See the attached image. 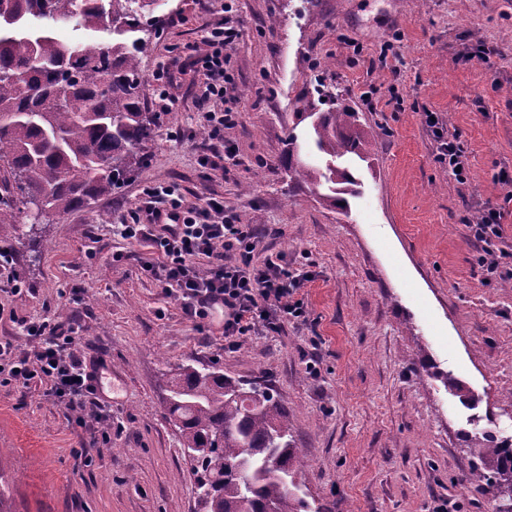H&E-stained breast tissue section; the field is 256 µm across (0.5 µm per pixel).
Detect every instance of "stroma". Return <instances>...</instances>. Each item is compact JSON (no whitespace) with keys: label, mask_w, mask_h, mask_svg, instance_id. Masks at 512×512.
<instances>
[{"label":"stroma","mask_w":512,"mask_h":512,"mask_svg":"<svg viewBox=\"0 0 512 512\" xmlns=\"http://www.w3.org/2000/svg\"><path fill=\"white\" fill-rule=\"evenodd\" d=\"M142 53L147 111L160 115L137 176L29 240L26 219L0 269V340L31 343L20 318L81 328L103 357L97 393L112 439L77 459L89 429L40 385L0 383V512H197L194 480L165 415V375L213 365L259 380L288 409L310 494L330 512H487L468 475L478 439H512V280H491L463 217L501 207L512 241V0H160ZM240 33L229 71L241 118L225 130L240 163L201 168L209 144L189 65L208 29ZM495 47L482 63V46ZM171 77L169 101L153 79ZM342 95L373 161H354L346 209L288 179L286 140L316 160L301 102ZM459 132L469 181L439 162L423 122ZM173 182L185 202L215 193L265 245L310 271L305 324L224 346L141 275L143 245L113 237L142 187ZM127 253L122 262L114 251ZM25 283L14 293L10 279ZM318 373H311L308 362ZM464 386L458 397L443 385Z\"/></svg>","instance_id":"stroma-1"}]
</instances>
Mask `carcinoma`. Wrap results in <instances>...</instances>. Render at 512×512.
<instances>
[{"mask_svg":"<svg viewBox=\"0 0 512 512\" xmlns=\"http://www.w3.org/2000/svg\"><path fill=\"white\" fill-rule=\"evenodd\" d=\"M157 2L0 0V228L35 201L48 218L86 208L144 165L158 122L140 94L139 53L150 43L144 18ZM72 21L112 40L58 38L57 27ZM296 117L312 120L325 169L300 162L290 134V178L316 187L356 184L340 162L372 157L359 113L340 101L325 112L305 103ZM164 392L166 416L193 455L195 488L210 490L205 512H328L307 499V464L288 409L270 389L187 365ZM484 441L470 479L484 484L495 512H512V447L491 432Z\"/></svg>","mask_w":512,"mask_h":512,"instance_id":"1","label":"carcinoma"}]
</instances>
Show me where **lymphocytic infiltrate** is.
Listing matches in <instances>:
<instances>
[{
  "mask_svg": "<svg viewBox=\"0 0 512 512\" xmlns=\"http://www.w3.org/2000/svg\"><path fill=\"white\" fill-rule=\"evenodd\" d=\"M237 37L234 28L216 24L194 58L199 100L206 106L202 120L210 140V152L201 162L207 166L219 159L226 173L237 164L236 151L226 145L224 131L238 122L239 98L225 49ZM426 126L455 180L466 183L468 159L459 134L449 133L440 116ZM502 217L500 209L489 205L467 223L482 245L480 261L492 274L501 270L502 260L512 257ZM113 232L128 242L147 244L149 255L139 262L141 273L180 300L186 319L202 323L223 313L227 345L252 334L276 335L288 323L307 320L302 290L309 272L290 268L283 254L262 246L256 229L241 223L223 198L210 196L203 203L188 204L178 197L175 186L150 185L142 190L141 205L128 211ZM504 273L512 277L511 269ZM22 326L35 345L20 349L0 341V382L23 388L47 385L54 402L76 412L82 422H106L104 404L93 385L95 367L79 352L77 328L66 329L48 319H26Z\"/></svg>",
  "mask_w": 512,
  "mask_h": 512,
  "instance_id": "lymphocytic-infiltrate-1",
  "label": "lymphocytic infiltrate"
}]
</instances>
